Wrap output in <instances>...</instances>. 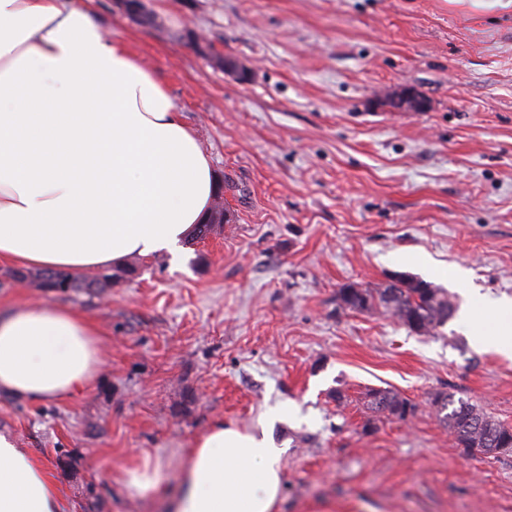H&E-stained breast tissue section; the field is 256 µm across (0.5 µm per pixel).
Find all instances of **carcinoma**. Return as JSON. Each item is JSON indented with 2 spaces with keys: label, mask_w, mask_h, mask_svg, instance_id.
<instances>
[{
  "label": "carcinoma",
  "mask_w": 512,
  "mask_h": 512,
  "mask_svg": "<svg viewBox=\"0 0 512 512\" xmlns=\"http://www.w3.org/2000/svg\"><path fill=\"white\" fill-rule=\"evenodd\" d=\"M14 281L33 283L50 291H77L90 297L112 286L113 274L79 278L58 269L12 272ZM339 306L344 310L381 312L418 335H434L456 312L448 290L420 277L403 274L393 282L374 287L349 283L339 290ZM439 422L448 430L458 447L469 456L498 458L512 454V426L479 406L447 392L430 399ZM364 406L377 418L405 420L415 414L416 404L390 389H370Z\"/></svg>",
  "instance_id": "cac0c4a2"
}]
</instances>
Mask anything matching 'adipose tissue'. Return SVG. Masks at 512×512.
Returning a JSON list of instances; mask_svg holds the SVG:
<instances>
[{"label": "adipose tissue", "instance_id": "1", "mask_svg": "<svg viewBox=\"0 0 512 512\" xmlns=\"http://www.w3.org/2000/svg\"><path fill=\"white\" fill-rule=\"evenodd\" d=\"M216 194L210 160L163 86L89 9L0 0V266L87 272L174 251ZM475 347L512 354V300L473 296ZM96 323L61 306L0 315V391L55 402L87 389ZM282 454L268 427L214 422L167 512H275ZM0 512H65L49 468L0 432Z\"/></svg>", "mask_w": 512, "mask_h": 512}]
</instances>
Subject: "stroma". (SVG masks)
Masks as SVG:
<instances>
[{"mask_svg":"<svg viewBox=\"0 0 512 512\" xmlns=\"http://www.w3.org/2000/svg\"><path fill=\"white\" fill-rule=\"evenodd\" d=\"M71 2L172 97L226 220L179 256L112 266L101 298L22 288L0 268V313L65 305L102 332L82 393L0 392V431L49 467L69 512H161L118 484L124 468L147 459L176 482L214 421L248 430L288 405L277 512H512V456L464 454L429 405L450 391L512 424V359L476 351L454 319L419 336L337 307L344 284L394 272L455 296L452 269L512 298V0H154L158 29L119 0ZM224 55L250 81L225 75ZM404 86L427 111L388 107ZM371 388L416 413L373 419Z\"/></svg>","mask_w":512,"mask_h":512,"instance_id":"obj_1","label":"stroma"}]
</instances>
